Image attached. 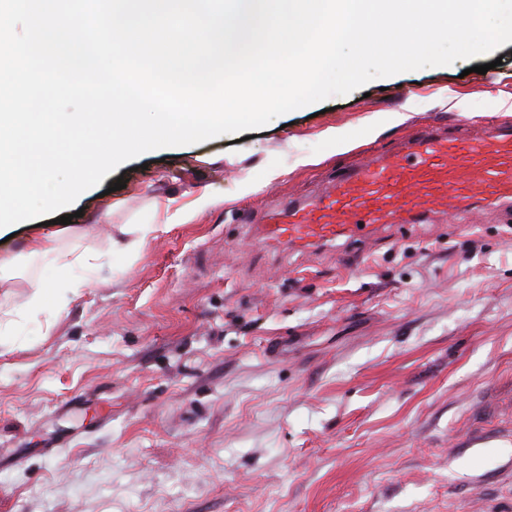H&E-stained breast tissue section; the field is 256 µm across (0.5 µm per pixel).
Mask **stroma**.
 Returning a JSON list of instances; mask_svg holds the SVG:
<instances>
[{"mask_svg":"<svg viewBox=\"0 0 512 512\" xmlns=\"http://www.w3.org/2000/svg\"><path fill=\"white\" fill-rule=\"evenodd\" d=\"M461 118L512 124V42L119 165L56 242L101 254L56 307L26 310L65 285L27 253L46 217L1 229L0 512H512L499 211L304 253L246 223ZM130 224L150 227L136 256Z\"/></svg>","mask_w":512,"mask_h":512,"instance_id":"obj_1","label":"stroma"}]
</instances>
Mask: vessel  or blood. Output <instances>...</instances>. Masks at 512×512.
Wrapping results in <instances>:
<instances>
[{
    "instance_id": "1",
    "label": "vessel or blood",
    "mask_w": 512,
    "mask_h": 512,
    "mask_svg": "<svg viewBox=\"0 0 512 512\" xmlns=\"http://www.w3.org/2000/svg\"><path fill=\"white\" fill-rule=\"evenodd\" d=\"M477 202L512 218V127L493 122L471 137L432 125L395 153L355 159L315 199L289 200L257 226L255 242L302 250L439 213L469 224Z\"/></svg>"
}]
</instances>
